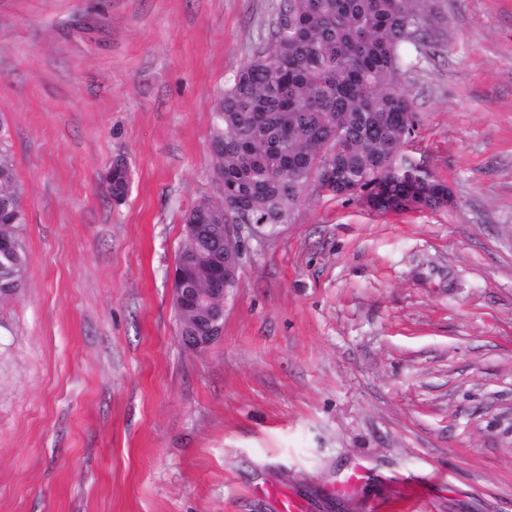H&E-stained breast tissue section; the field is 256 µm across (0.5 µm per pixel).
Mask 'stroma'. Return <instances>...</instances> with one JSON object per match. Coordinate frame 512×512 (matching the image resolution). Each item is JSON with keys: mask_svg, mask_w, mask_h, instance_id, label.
<instances>
[{"mask_svg": "<svg viewBox=\"0 0 512 512\" xmlns=\"http://www.w3.org/2000/svg\"><path fill=\"white\" fill-rule=\"evenodd\" d=\"M279 3L0 0L30 258L0 302V512H279L270 486L307 512H512V0H442L407 79V151L452 204L311 198L245 240L221 335L179 340L214 99Z\"/></svg>", "mask_w": 512, "mask_h": 512, "instance_id": "1", "label": "stroma"}]
</instances>
